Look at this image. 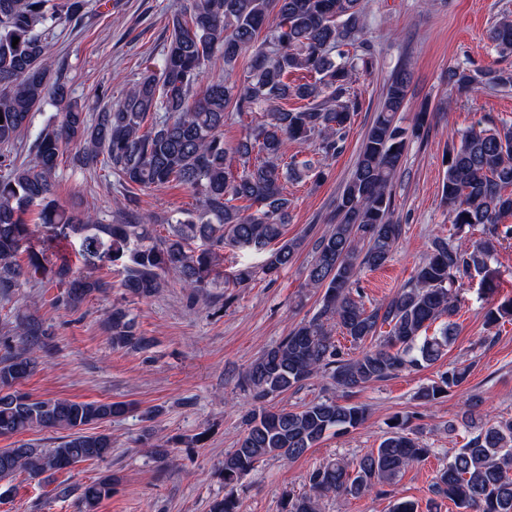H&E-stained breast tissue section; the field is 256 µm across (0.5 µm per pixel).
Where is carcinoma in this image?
I'll list each match as a JSON object with an SVG mask.
<instances>
[{
	"label": "carcinoma",
	"mask_w": 512,
	"mask_h": 512,
	"mask_svg": "<svg viewBox=\"0 0 512 512\" xmlns=\"http://www.w3.org/2000/svg\"><path fill=\"white\" fill-rule=\"evenodd\" d=\"M84 7L85 0H0V295L44 273L45 246L72 236L79 238L86 270L66 262L51 270L65 286L58 302L70 311L104 288L92 270L122 259L121 287L140 299L156 294L168 277L190 299L205 297L226 246L263 255L260 270L270 278L292 265L302 241L284 237L291 205L284 183L305 174L319 179L322 172L309 160L288 164L284 156L309 144L328 157L343 149L351 116L360 108L352 83L374 64L366 0H182L154 69L92 118L73 100L68 81L53 75L48 57L53 31L81 20ZM489 38L498 52L512 53V19L495 22ZM246 55L243 81L212 78L203 94H196L214 58L232 68ZM298 71L310 80L291 79ZM410 80L405 64L392 72L336 199L335 223L314 244L306 287L323 290L317 312L265 348L241 378L253 408L243 416V433L219 469L228 492L210 503L209 512H241L232 487L260 463L296 460L328 435L356 429L367 417L364 405L336 398L289 409L268 405L271 399L319 376L351 397L370 383L430 366L455 341V283L477 277L487 294L495 293L493 263L503 242L512 238V225L503 223L512 215V128L495 126L457 133L445 152L442 198L455 235L478 227L480 238L464 248L454 235L431 237L411 281L374 306H366L357 288L362 272L380 269L392 258L401 227L392 220L391 186L410 142L423 135L431 116L423 110L412 126L400 124ZM448 84L474 92L506 89L512 87V71L462 63L448 70ZM48 99L58 120L33 135L21 161L16 147L29 130L32 111ZM288 99L304 105L281 106ZM231 109L239 115L266 111V119L233 150L224 144L223 133ZM71 143L79 145V165L111 170L120 198L110 224L93 209L68 213L53 199L52 177ZM173 182L191 192L193 208L160 221L130 209L136 191ZM33 208L39 209L44 229L37 245L24 219ZM156 222L168 225V235H153ZM22 252L27 253L25 266L18 262ZM442 318L439 331L428 335ZM502 321H512V298L486 311L487 327ZM334 326L358 352L336 344ZM106 327L115 351L150 345L121 303L108 311ZM15 333L0 339V436L36 429L68 435L51 448L22 440L1 448L0 480L18 472L51 477L81 462L107 460L112 435L85 429L126 414L129 405L41 399L22 390L51 353L52 332L41 320L25 317L17 320ZM469 374L468 366H451L422 387L418 398L430 404L461 387ZM480 406L481 400L472 397L457 416L467 441L437 472L432 493L462 512H512V418H489ZM431 452L408 419L396 415L378 448L353 460L333 458L309 471L306 491L286 493L282 512H320L321 500L330 495L370 494ZM119 482L120 477L106 473L77 488L59 485L55 495L76 492L82 512H95Z\"/></svg>",
	"instance_id": "1"
}]
</instances>
